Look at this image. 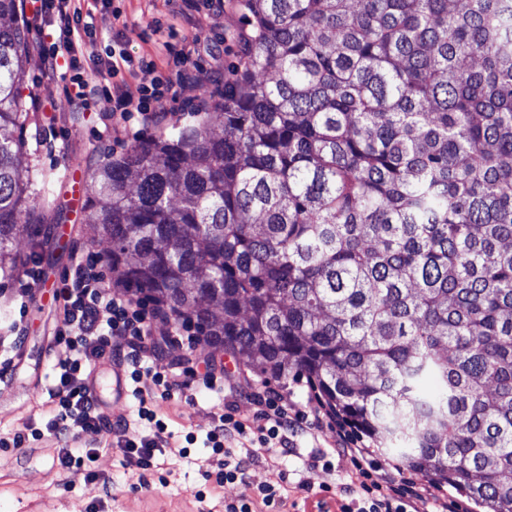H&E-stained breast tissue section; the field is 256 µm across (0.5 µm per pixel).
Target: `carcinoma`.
<instances>
[{
    "mask_svg": "<svg viewBox=\"0 0 512 512\" xmlns=\"http://www.w3.org/2000/svg\"><path fill=\"white\" fill-rule=\"evenodd\" d=\"M196 126L91 169L117 280L403 467L512 512V0H242ZM0 0V270L38 236Z\"/></svg>",
    "mask_w": 512,
    "mask_h": 512,
    "instance_id": "obj_1",
    "label": "carcinoma"
}]
</instances>
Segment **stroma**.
<instances>
[{
    "label": "stroma",
    "mask_w": 512,
    "mask_h": 512,
    "mask_svg": "<svg viewBox=\"0 0 512 512\" xmlns=\"http://www.w3.org/2000/svg\"><path fill=\"white\" fill-rule=\"evenodd\" d=\"M120 7L126 27L120 38L131 59L159 52L164 41L183 45L186 39L222 37L217 59L201 62L197 81L177 85L176 96L168 100L170 116L163 127H148L140 135H125L116 141L112 131V103L100 99L89 111L62 119L52 110L34 109L33 101L43 95L42 61L36 48L41 37L31 33L28 48V76L21 86L22 102L30 118L25 126V152L20 166L29 184L30 203L42 216L48 232L38 244L28 236L14 240L12 250L21 259H36L42 271L40 296H20L12 280L0 277V362L8 364V380L0 383V512H224L227 502L248 494L267 482H283V503L279 512H316V502H325L334 512L344 487L355 480L350 462L333 452L337 444L352 448H376L375 440L344 425L341 420H323L306 432L291 437L289 448L273 444L260 450L255 462L236 483L222 487L205 481L215 457L205 444L212 423L233 409L247 418L257 410L255 396L269 388L289 414L317 408L318 402L306 377L266 379L238 356L200 341L195 355L210 352L222 357L225 368L234 375V389L216 395L194 385L174 399L161 402L159 416L172 437L165 450V463L153 470L129 464L119 446L105 447L103 433H81L80 444L98 448L94 463L95 485L62 469L57 441L48 439L24 448L11 447L14 434L24 425L41 424L49 417L45 402L52 379L56 352L54 333L60 316L54 294L63 273L80 251L106 254L96 225L84 220L79 203L73 201L65 177L70 164L89 170L106 157H119L134 145L136 138L169 134L173 128L193 126L204 115V105L216 99L217 92L231 77L238 61L239 40L246 27L240 0H224L223 14L208 10L193 12L190 19L177 18L176 0H112L103 6L91 5L93 37L98 47L110 45L113 38L112 9ZM57 133L55 148L45 140ZM114 359L103 357L94 364L93 391L102 413L112 422H133L138 402L132 396L115 394ZM326 451L328 468L309 469L311 451Z\"/></svg>",
    "instance_id": "1"
}]
</instances>
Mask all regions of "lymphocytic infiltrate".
Returning <instances> with one entry per match:
<instances>
[{
    "mask_svg": "<svg viewBox=\"0 0 512 512\" xmlns=\"http://www.w3.org/2000/svg\"><path fill=\"white\" fill-rule=\"evenodd\" d=\"M27 9L28 25L40 31L48 27L54 31L51 42L40 43L39 52L47 81L70 83L72 92L67 95L65 106L69 112L87 111L105 95L111 97L112 112L123 122L144 127L162 125L168 118L164 104L175 79H192L202 54L212 55L218 49L212 40L194 38L176 55L175 76L156 74L148 84L122 78L120 71L126 57L112 50L108 53V69L117 79L104 86L85 68L86 63L98 60L100 53L91 36L83 0H28ZM56 299L61 325L54 337V382L47 391L52 415L44 427L15 433L13 446H22L31 439L71 440V447L60 449L59 463L91 484L96 480L91 464L98 451L76 446L75 440L80 432L95 429L116 436L130 464L142 470L155 468L169 438L165 423L158 417L159 404L191 385L195 373L183 367L178 352L193 346L199 334L197 325L183 318L171 333L148 341L152 319L167 315L164 306L141 293L113 292L103 258L93 252L75 254ZM112 355L117 356L125 378L137 385L148 377L156 388L153 397L140 399L138 409L139 418L154 424L151 437L137 436L130 424H112L87 391L91 365ZM258 400L264 407L262 424L227 413L206 433L209 448L219 458L217 485L235 482L256 458L257 446L273 441L287 446L289 434L305 428L303 416H289L270 390L259 392ZM243 441L251 443L252 448L241 455L236 445ZM338 454L350 461L357 474L356 482L344 489L346 499L339 512H426L427 500L418 494L419 480L414 475L399 468H385L356 448H342Z\"/></svg>",
    "mask_w": 512,
    "mask_h": 512,
    "instance_id": "1",
    "label": "lymphocytic infiltrate"
}]
</instances>
